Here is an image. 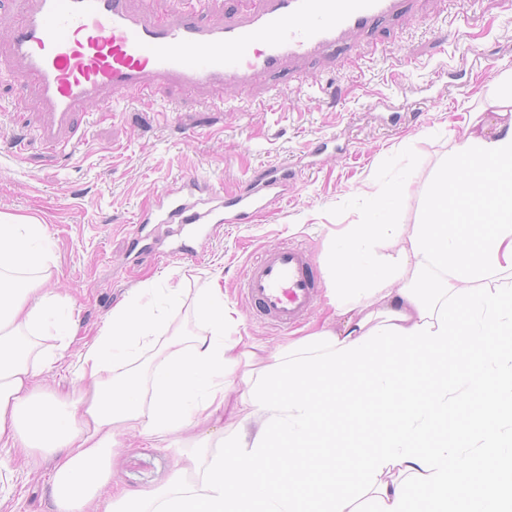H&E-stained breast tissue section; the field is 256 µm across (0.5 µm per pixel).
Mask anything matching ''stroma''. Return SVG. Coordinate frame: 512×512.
<instances>
[{
    "instance_id": "stroma-1",
    "label": "stroma",
    "mask_w": 512,
    "mask_h": 512,
    "mask_svg": "<svg viewBox=\"0 0 512 512\" xmlns=\"http://www.w3.org/2000/svg\"><path fill=\"white\" fill-rule=\"evenodd\" d=\"M510 69L512 0H416L411 12L308 62H285L269 87L161 85L150 103L123 100L115 116H83L82 142L55 151L38 135L36 91L0 66V212L34 215L48 227L52 260L39 286L72 304L79 325L66 363H77L112 307L149 278L159 288L180 281L187 306L173 323L189 334L203 331L191 303L220 284L241 329L276 351L297 332L257 319L239 285L243 268L265 249L301 246L318 280L313 308L321 310L329 234L360 223L366 201L406 174L415 190L395 220L418 223V187ZM324 141L328 149L312 154ZM283 163L295 171L285 199L247 223L197 235L193 257L132 248L144 211L182 178L232 192L256 170ZM177 458V450L126 438L112 454V482L152 490L169 481ZM51 469L48 461H16L0 512H53Z\"/></svg>"
}]
</instances>
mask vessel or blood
<instances>
[{
    "label": "vessel or blood",
    "instance_id": "obj_1",
    "mask_svg": "<svg viewBox=\"0 0 512 512\" xmlns=\"http://www.w3.org/2000/svg\"><path fill=\"white\" fill-rule=\"evenodd\" d=\"M208 0L136 9L131 0H25L9 52L19 82L33 84L44 112L39 134L50 148L77 132L75 117L113 96L147 100L154 84L185 91L266 85L285 61H306L347 34L378 27L411 0H253L246 11L206 19ZM292 168L254 175L233 195L189 177L165 189L150 214L175 225L176 253L208 224H243L284 199ZM241 286L258 317L280 329L313 307L317 280L301 247L277 246L247 264Z\"/></svg>",
    "mask_w": 512,
    "mask_h": 512
}]
</instances>
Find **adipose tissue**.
<instances>
[{"label": "adipose tissue", "instance_id": "1", "mask_svg": "<svg viewBox=\"0 0 512 512\" xmlns=\"http://www.w3.org/2000/svg\"><path fill=\"white\" fill-rule=\"evenodd\" d=\"M395 223L409 183L371 198L327 249L333 316L279 353L234 324L220 286L193 304L204 333L171 328L180 284L142 282L115 305L73 373L74 396L43 389L77 323L36 288L51 255L38 218L0 213V495L15 457L53 464L54 512H512V73L491 87ZM467 323H460V316ZM469 348L448 358L450 342ZM369 373L376 424L352 435L360 396L323 388ZM478 399L455 439L448 414ZM180 454L170 482L101 501L126 436ZM348 452L335 453L337 439Z\"/></svg>", "mask_w": 512, "mask_h": 512}]
</instances>
